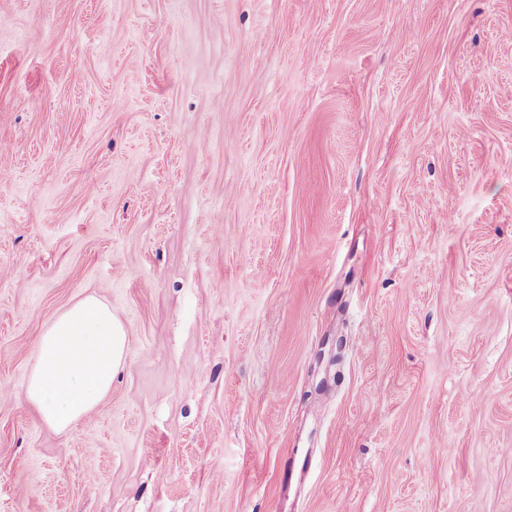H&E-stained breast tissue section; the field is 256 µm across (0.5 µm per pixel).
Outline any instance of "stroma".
<instances>
[{
  "label": "stroma",
  "instance_id": "1",
  "mask_svg": "<svg viewBox=\"0 0 512 512\" xmlns=\"http://www.w3.org/2000/svg\"><path fill=\"white\" fill-rule=\"evenodd\" d=\"M1 141L0 512H512V0H0ZM127 331L112 309L86 296L50 322L24 389L50 428L68 429L101 405L126 362Z\"/></svg>",
  "mask_w": 512,
  "mask_h": 512
}]
</instances>
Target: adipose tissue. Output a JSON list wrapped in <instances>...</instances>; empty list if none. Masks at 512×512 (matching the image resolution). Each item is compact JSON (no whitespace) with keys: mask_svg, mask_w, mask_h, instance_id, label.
<instances>
[{"mask_svg":"<svg viewBox=\"0 0 512 512\" xmlns=\"http://www.w3.org/2000/svg\"><path fill=\"white\" fill-rule=\"evenodd\" d=\"M128 341L111 308L88 296L50 322L24 389L26 401L50 428L68 429L101 405L124 368Z\"/></svg>","mask_w":512,"mask_h":512,"instance_id":"ef3b65f1","label":"adipose tissue"}]
</instances>
